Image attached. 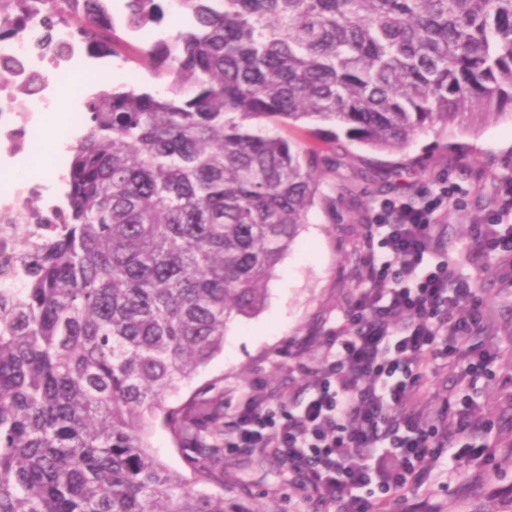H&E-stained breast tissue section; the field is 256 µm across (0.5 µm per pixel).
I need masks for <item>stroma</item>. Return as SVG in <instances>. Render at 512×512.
I'll use <instances>...</instances> for the list:
<instances>
[{
	"label": "stroma",
	"mask_w": 512,
	"mask_h": 512,
	"mask_svg": "<svg viewBox=\"0 0 512 512\" xmlns=\"http://www.w3.org/2000/svg\"><path fill=\"white\" fill-rule=\"evenodd\" d=\"M116 86L165 92L164 81L150 68L119 57L98 64ZM83 96L56 84L48 108L51 131H40L42 154L64 153L82 131L76 120ZM320 152H338L341 162L325 171L326 197L309 214L307 224L267 283L263 307L232 321L224 348L191 383L180 385L170 405L209 389L232 418L252 396L289 408L303 399L308 381L304 368L327 351L329 336L363 284L362 244L379 203L387 198L415 200L432 196L443 185L457 191L439 213L444 226L443 253L464 278L476 283L477 300L486 311L481 339L495 358L477 384L476 412L494 425L497 442L489 462L462 460L454 475L432 481L395 500L389 512H464L472 504L512 494V261H489L476 270L470 261L474 225L499 215L512 224L504 205L512 191V117H490L472 125L438 126L417 136L399 153H382L344 139L322 126L313 139ZM224 482L205 484L204 493L225 503L265 512H326L310 501L277 455L256 458L250 450L224 451Z\"/></svg>",
	"instance_id": "stroma-1"
}]
</instances>
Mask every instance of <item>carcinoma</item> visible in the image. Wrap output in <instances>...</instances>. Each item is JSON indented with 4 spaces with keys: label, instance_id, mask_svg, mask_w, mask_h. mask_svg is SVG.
<instances>
[{
    "label": "carcinoma",
    "instance_id": "carcinoma-1",
    "mask_svg": "<svg viewBox=\"0 0 512 512\" xmlns=\"http://www.w3.org/2000/svg\"><path fill=\"white\" fill-rule=\"evenodd\" d=\"M111 2L0 0V43L36 21L46 53L136 56L170 78L165 96H87L63 204L26 202L42 231L0 284V512H264L193 490L221 480L224 413L167 397L262 308L318 199L326 159L266 126L329 123L398 152L512 115V0H176L187 29L139 48ZM166 2L126 0L127 27L160 25ZM158 418L196 481L151 449Z\"/></svg>",
    "mask_w": 512,
    "mask_h": 512
}]
</instances>
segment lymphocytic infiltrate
<instances>
[{"instance_id": "1", "label": "lymphocytic infiltrate", "mask_w": 512, "mask_h": 512, "mask_svg": "<svg viewBox=\"0 0 512 512\" xmlns=\"http://www.w3.org/2000/svg\"><path fill=\"white\" fill-rule=\"evenodd\" d=\"M452 193L380 204L364 240L367 284L313 369L307 397L282 423L271 405L248 402L224 429L229 447L274 449L333 512H387L398 494L432 479L438 449L456 469L467 451L449 440L488 436L454 398L429 421L408 406L428 370L471 381L491 357L473 344L483 317L472 285L440 252L439 211Z\"/></svg>"}]
</instances>
